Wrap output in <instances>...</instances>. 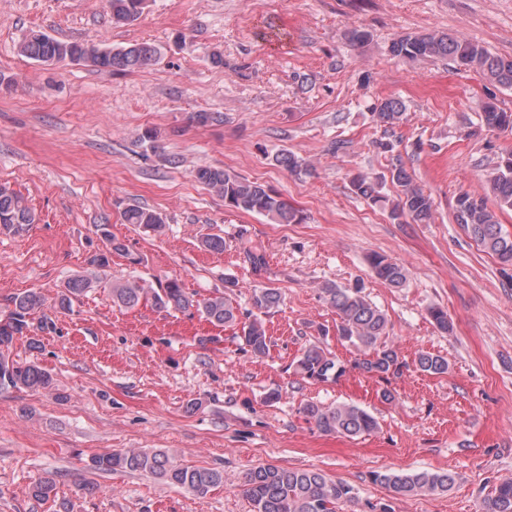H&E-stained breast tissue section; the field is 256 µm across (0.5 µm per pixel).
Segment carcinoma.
<instances>
[{"mask_svg": "<svg viewBox=\"0 0 512 512\" xmlns=\"http://www.w3.org/2000/svg\"><path fill=\"white\" fill-rule=\"evenodd\" d=\"M108 5L112 24L124 26L133 24L142 16L148 0H108ZM390 51L396 57L411 60L448 58L460 67L479 71L501 87L512 88L511 57L493 55L479 43L447 32L406 33L392 42ZM19 52L28 59L47 64L66 60L86 62L102 74L132 73L155 61L158 55L157 48L147 42L118 48L105 43L91 46L75 40L57 39L34 29L22 40ZM403 109L404 104L398 98L383 99L374 107L377 121L388 127L400 120ZM481 120L490 131L512 132V113L504 112L493 104L487 103L482 107ZM275 162L290 172H309V165L288 150H280L275 155ZM194 178L224 198L228 207L263 216L272 224H299L303 221L299 209L261 183L208 166L197 168ZM391 181L399 187L398 199L390 208L391 218L409 217L417 224L430 223L433 201L413 183L412 176L399 159L392 164ZM350 184L355 195L375 203L384 201L376 185L367 177L356 175ZM489 190L495 207H489L484 198L463 192L455 199L454 218L485 251L495 255L502 264L512 265V236L503 231L498 218V212L512 210V152L502 158L489 180ZM121 217L124 223L154 234L163 233L166 226L162 213L145 206H128ZM35 222L36 215L23 197L9 186L0 184V230L19 234ZM101 232L107 242L106 250L92 260V264L100 268L109 265L112 254L126 251L125 245L106 227H101ZM369 264L374 276L392 288H400L407 281L406 269L384 255L372 254ZM92 284L93 277L89 275L70 278L65 283L58 309L70 310L73 300L91 290ZM111 292L112 302L121 307L131 309L150 300L160 310L187 312L193 309L215 326L239 325L241 338L253 355L261 357L269 349L261 320H241L235 300L226 292L196 299L186 292L178 278H170L155 288L140 277L112 284ZM321 293L340 319L339 336L363 353L353 368L381 380L397 373L401 367L398 352L385 342L389 327L386 313L358 290L327 284L321 288ZM251 301L255 309L268 312L280 305L282 294L276 288L259 287L253 289ZM9 305L8 314L0 319V390L49 389L53 383L49 371L35 363L13 360L8 355L14 338L24 335L30 320L37 317L48 322L46 299L30 291L11 297ZM430 316L439 331L446 334L453 331L447 311L433 307ZM413 365L418 372L430 376L448 373V360L430 352L417 354ZM297 371L306 380L327 382L343 376L346 367L321 346L312 343L305 347L298 359ZM302 413L327 434L355 437L370 434L378 428L372 414L351 403L326 405L309 401L303 405ZM92 469L101 473L118 470L148 473L198 497H205L224 485V471L176 463L163 451L128 449L105 452L92 458ZM374 480L388 487L396 497L447 492L455 483L449 472L427 471L376 474ZM55 490V482L44 478L31 486L30 496L47 502L55 496ZM244 493L252 505V512H336L337 505L350 498L352 488L319 472L262 465L245 475ZM482 512H512V480H505L495 488L491 497L483 502Z\"/></svg>", "mask_w": 512, "mask_h": 512, "instance_id": "carcinoma-1", "label": "carcinoma"}]
</instances>
